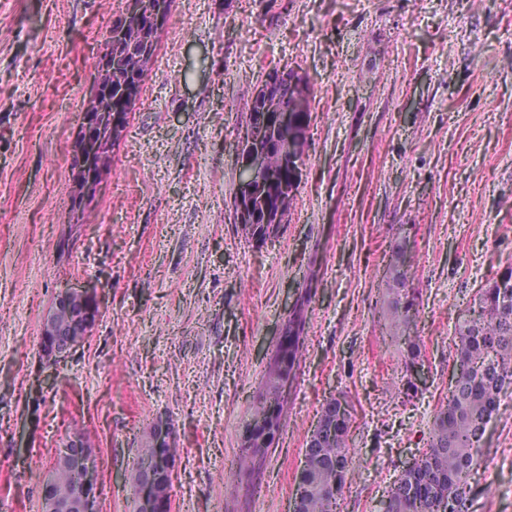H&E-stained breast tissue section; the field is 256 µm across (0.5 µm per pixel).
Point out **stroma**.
Instances as JSON below:
<instances>
[{
	"label": "stroma",
	"instance_id": "stroma-1",
	"mask_svg": "<svg viewBox=\"0 0 512 512\" xmlns=\"http://www.w3.org/2000/svg\"><path fill=\"white\" fill-rule=\"evenodd\" d=\"M126 0H0V498L41 512L74 428L102 512H132L130 475L163 415L183 450L171 512H293L330 397L352 408L340 512H383L454 383L458 328L512 265V0H175L111 170L84 214L70 166L95 64ZM312 89L302 178L279 236L245 239L234 146L268 67ZM416 297L427 381L395 385L383 330L395 245ZM95 289L89 340L37 389L45 314ZM305 301L306 359L278 444L227 491L269 355ZM471 471L468 512H512V385ZM492 493H485V485Z\"/></svg>",
	"mask_w": 512,
	"mask_h": 512
}]
</instances>
